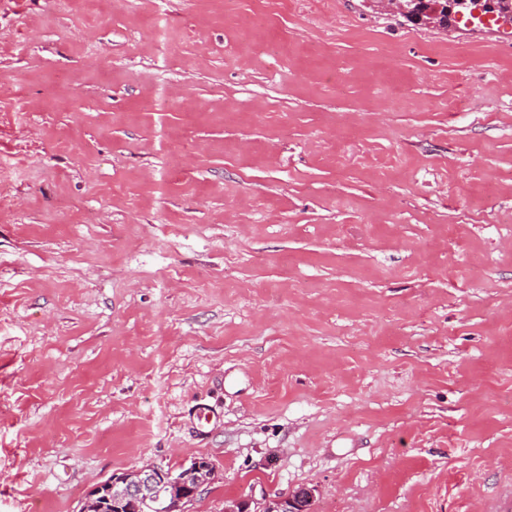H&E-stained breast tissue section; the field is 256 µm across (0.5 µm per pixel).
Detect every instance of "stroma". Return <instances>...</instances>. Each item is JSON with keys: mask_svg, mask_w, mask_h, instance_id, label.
<instances>
[{"mask_svg": "<svg viewBox=\"0 0 512 512\" xmlns=\"http://www.w3.org/2000/svg\"><path fill=\"white\" fill-rule=\"evenodd\" d=\"M1 78L0 512H79L112 475L195 459L216 478L188 512L304 486L316 512L512 496L495 23L0 0Z\"/></svg>", "mask_w": 512, "mask_h": 512, "instance_id": "stroma-1", "label": "stroma"}]
</instances>
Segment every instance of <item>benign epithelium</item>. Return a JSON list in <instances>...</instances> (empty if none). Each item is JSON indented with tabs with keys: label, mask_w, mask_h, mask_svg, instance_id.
<instances>
[{
	"label": "benign epithelium",
	"mask_w": 512,
	"mask_h": 512,
	"mask_svg": "<svg viewBox=\"0 0 512 512\" xmlns=\"http://www.w3.org/2000/svg\"><path fill=\"white\" fill-rule=\"evenodd\" d=\"M214 478L210 463L193 460L181 473H173L159 466H144L112 475L107 482L97 484L81 512L99 507L97 500L106 492L112 502L119 504L136 499L149 512H171L169 501L187 506L194 501L200 489ZM252 500L235 499L224 503V512H314V495L309 488H299L286 496L265 497L250 510Z\"/></svg>",
	"instance_id": "1"
}]
</instances>
